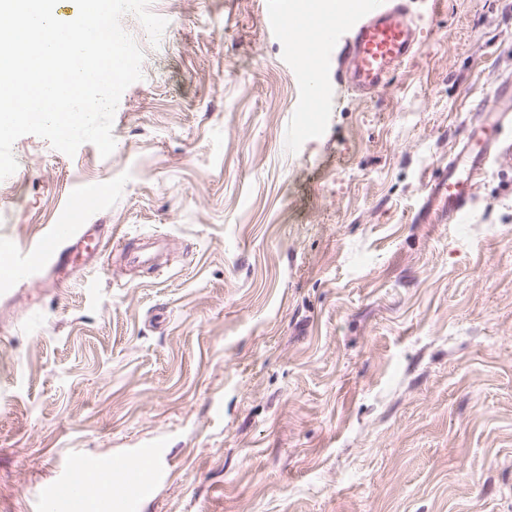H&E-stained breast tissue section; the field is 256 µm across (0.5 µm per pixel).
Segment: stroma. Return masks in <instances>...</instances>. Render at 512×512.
<instances>
[{
  "label": "stroma",
  "instance_id": "obj_1",
  "mask_svg": "<svg viewBox=\"0 0 512 512\" xmlns=\"http://www.w3.org/2000/svg\"><path fill=\"white\" fill-rule=\"evenodd\" d=\"M275 0H151L158 42L114 152L13 146L0 248L69 212L120 253L53 287L0 275V512L73 452L165 442L142 512H512V168L466 224H416L456 131L512 80V0H408L416 55L375 95L266 29Z\"/></svg>",
  "mask_w": 512,
  "mask_h": 512
}]
</instances>
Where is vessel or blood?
Wrapping results in <instances>:
<instances>
[{"mask_svg": "<svg viewBox=\"0 0 512 512\" xmlns=\"http://www.w3.org/2000/svg\"><path fill=\"white\" fill-rule=\"evenodd\" d=\"M361 21L347 22L344 12L323 27L312 48V60L302 69L308 103L320 94L319 78L334 48H342L347 64L339 79L371 93L384 88L392 73L416 53L418 30L409 18L405 0H358ZM512 161V93L495 98L476 117L465 120L447 163L427 182L414 219L419 224H466L483 172L490 163ZM106 239L92 225L65 217L38 249L56 277L74 271L78 259L105 252ZM160 449L150 460L131 455L110 460L112 484L89 483L84 470L98 467L100 458L77 453L53 478L34 491L36 512H141L168 474L160 463Z\"/></svg>", "mask_w": 512, "mask_h": 512, "instance_id": "obj_1", "label": "vessel or blood"}]
</instances>
